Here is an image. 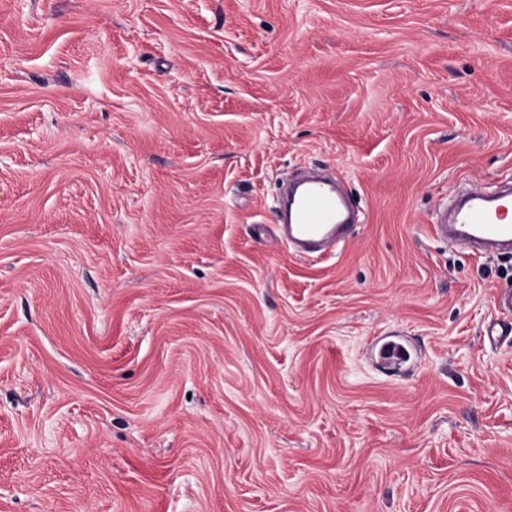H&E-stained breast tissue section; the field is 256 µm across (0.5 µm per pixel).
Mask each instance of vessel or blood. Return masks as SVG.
I'll return each mask as SVG.
<instances>
[{
  "label": "vessel or blood",
  "mask_w": 512,
  "mask_h": 512,
  "mask_svg": "<svg viewBox=\"0 0 512 512\" xmlns=\"http://www.w3.org/2000/svg\"><path fill=\"white\" fill-rule=\"evenodd\" d=\"M357 227L354 205L334 182L311 179L294 190L278 232L298 256L308 258L336 249ZM436 236L476 254L512 253V192L466 194L452 211H440L431 223ZM495 305L502 316L489 324L485 334L496 341L512 334V291L497 294ZM378 354L394 372H409L414 364L408 345L386 342Z\"/></svg>",
  "instance_id": "obj_1"
}]
</instances>
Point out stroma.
I'll use <instances>...</instances> for the list:
<instances>
[{
    "label": "stroma",
    "mask_w": 512,
    "mask_h": 512,
    "mask_svg": "<svg viewBox=\"0 0 512 512\" xmlns=\"http://www.w3.org/2000/svg\"><path fill=\"white\" fill-rule=\"evenodd\" d=\"M510 177L512 0H0V512H512V256L429 231ZM285 207L279 236L302 258L321 255L346 242L355 232L354 204L327 179L300 183ZM378 345V344H377ZM378 354L383 362L395 373H407L414 364L410 347L397 342H386L378 345Z\"/></svg>",
    "instance_id": "obj_1"
}]
</instances>
